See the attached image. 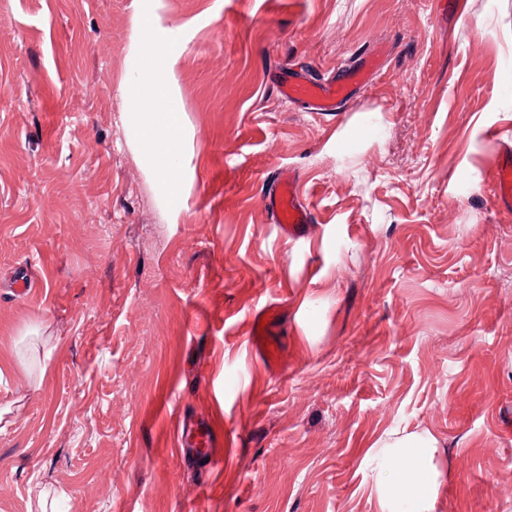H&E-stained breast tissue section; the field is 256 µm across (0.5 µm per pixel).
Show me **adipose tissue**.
I'll list each match as a JSON object with an SVG mask.
<instances>
[{"label":"adipose tissue","mask_w":512,"mask_h":512,"mask_svg":"<svg viewBox=\"0 0 512 512\" xmlns=\"http://www.w3.org/2000/svg\"><path fill=\"white\" fill-rule=\"evenodd\" d=\"M139 26L146 38L127 77L129 117L164 195L177 197L182 193L176 172L183 122L179 102L168 87L175 53L154 40L151 15H142ZM435 448L432 436L409 434L374 449L370 465L380 512H433L442 477L433 463Z\"/></svg>","instance_id":"ef3b65f1"}]
</instances>
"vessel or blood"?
Listing matches in <instances>:
<instances>
[{"label": "vessel or blood", "mask_w": 512, "mask_h": 512, "mask_svg": "<svg viewBox=\"0 0 512 512\" xmlns=\"http://www.w3.org/2000/svg\"><path fill=\"white\" fill-rule=\"evenodd\" d=\"M376 65V59L371 58L360 66L342 68L338 75L322 80H309L291 72L282 73L276 75L275 83L288 101L310 104L316 112H332L354 91L366 85ZM492 182L497 206L512 210V150H502L492 173ZM269 203L285 236L296 238L307 231L312 222L311 209L300 202L293 179L280 181Z\"/></svg>", "instance_id": "1"}]
</instances>
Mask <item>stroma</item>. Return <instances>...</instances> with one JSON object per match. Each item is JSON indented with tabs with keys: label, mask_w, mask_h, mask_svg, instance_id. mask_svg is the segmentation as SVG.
I'll return each instance as SVG.
<instances>
[{
	"label": "stroma",
	"mask_w": 512,
	"mask_h": 512,
	"mask_svg": "<svg viewBox=\"0 0 512 512\" xmlns=\"http://www.w3.org/2000/svg\"><path fill=\"white\" fill-rule=\"evenodd\" d=\"M143 10L178 53L176 204L129 120ZM376 52L335 112L271 79ZM506 147L512 0H0V512H379L368 451L411 433L434 512H512ZM495 202L500 208L512 210V150L504 148L492 173ZM277 222L285 236L296 238L303 235L312 222L310 207L299 201L294 179L281 180L276 193L270 197Z\"/></svg>",
	"instance_id": "1"
}]
</instances>
